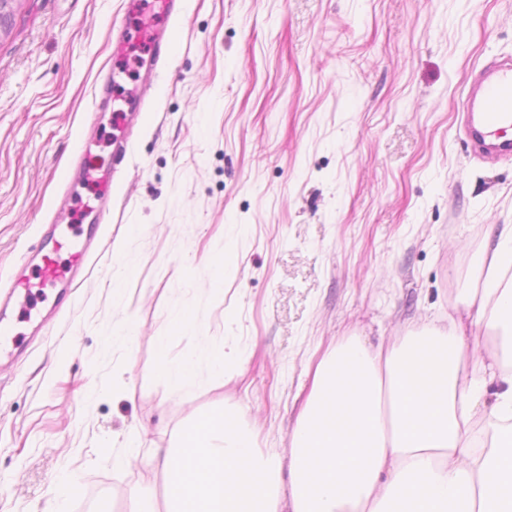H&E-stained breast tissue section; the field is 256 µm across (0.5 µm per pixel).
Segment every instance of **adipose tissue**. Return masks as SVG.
I'll list each match as a JSON object with an SVG mask.
<instances>
[{
    "label": "adipose tissue",
    "instance_id": "adipose-tissue-1",
    "mask_svg": "<svg viewBox=\"0 0 512 512\" xmlns=\"http://www.w3.org/2000/svg\"><path fill=\"white\" fill-rule=\"evenodd\" d=\"M447 323L349 338L309 370L284 454L227 411L133 447L166 512H512V224H491Z\"/></svg>",
    "mask_w": 512,
    "mask_h": 512
}]
</instances>
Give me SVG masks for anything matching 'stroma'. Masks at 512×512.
<instances>
[{
  "label": "stroma",
  "mask_w": 512,
  "mask_h": 512,
  "mask_svg": "<svg viewBox=\"0 0 512 512\" xmlns=\"http://www.w3.org/2000/svg\"><path fill=\"white\" fill-rule=\"evenodd\" d=\"M8 9L0 288L31 275L45 225L87 232L81 153L115 179L80 279L0 366V512H76L95 479L112 512L134 488L162 498L125 447L224 407L284 453L309 361L446 317L487 226L512 224V160L461 132L468 74L512 58V0H184L150 83L133 47L153 0ZM163 345L197 360L191 384L159 372Z\"/></svg>",
  "instance_id": "35a3bbf8"
}]
</instances>
